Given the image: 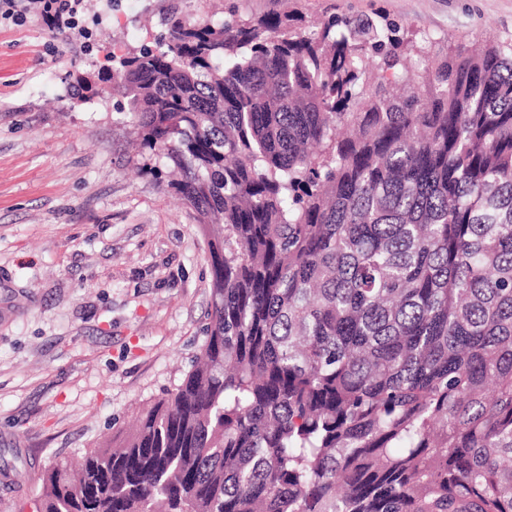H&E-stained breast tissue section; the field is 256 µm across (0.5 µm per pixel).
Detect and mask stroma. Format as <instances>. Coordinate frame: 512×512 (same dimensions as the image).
I'll list each match as a JSON object with an SVG mask.
<instances>
[{
  "label": "stroma",
  "mask_w": 512,
  "mask_h": 512,
  "mask_svg": "<svg viewBox=\"0 0 512 512\" xmlns=\"http://www.w3.org/2000/svg\"><path fill=\"white\" fill-rule=\"evenodd\" d=\"M284 11L512 37V0H84L68 34L0 23V512H37L54 459L81 463L174 389L208 321L207 241L166 174L143 172L158 159L98 71L182 15Z\"/></svg>",
  "instance_id": "1"
}]
</instances>
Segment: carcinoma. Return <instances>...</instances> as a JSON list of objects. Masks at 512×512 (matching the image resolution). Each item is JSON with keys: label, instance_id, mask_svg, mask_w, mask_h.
<instances>
[{"label": "carcinoma", "instance_id": "cac0c4a2", "mask_svg": "<svg viewBox=\"0 0 512 512\" xmlns=\"http://www.w3.org/2000/svg\"><path fill=\"white\" fill-rule=\"evenodd\" d=\"M101 80L208 240L211 307L38 512H512V38L184 17Z\"/></svg>", "mask_w": 512, "mask_h": 512}]
</instances>
